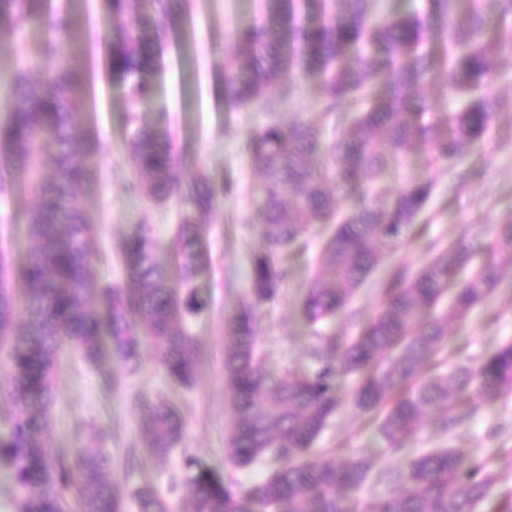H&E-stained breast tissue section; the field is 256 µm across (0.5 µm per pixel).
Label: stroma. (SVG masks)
I'll return each instance as SVG.
<instances>
[{
    "instance_id": "1",
    "label": "stroma",
    "mask_w": 512,
    "mask_h": 512,
    "mask_svg": "<svg viewBox=\"0 0 512 512\" xmlns=\"http://www.w3.org/2000/svg\"><path fill=\"white\" fill-rule=\"evenodd\" d=\"M50 10L63 19H77L83 31L76 51L89 83L87 125L105 143L106 152L96 187L82 195L79 204L96 228L92 252L97 276L122 280L127 276L120 254L122 239L140 223L153 225L159 238H168L181 204L174 197L154 204L128 190L132 174L127 152V99L123 83L112 76L107 62L108 0H51ZM262 13L263 0H188L184 21L167 34L153 98L143 107L150 116L168 113L178 145L189 147L207 175L236 184L235 194L226 197L212 217L206 238L211 265L195 281L208 307L191 325L200 350L193 384L173 383L158 355L146 346L140 349L135 370H128L111 353L93 364L69 354L62 359L58 377L59 397L50 424L56 448L62 452L79 447L102 449L112 457L110 478L122 492L143 485L169 491L173 512H191L185 488L169 489L172 480L184 478L183 455L194 457L216 473H233L242 488L263 481L270 472L265 464L230 471L232 410L224 397V318L246 301L249 260L266 247L256 226L232 221L261 198V175L244 154L242 143L267 120L264 102L238 109L225 101L224 70L231 61L235 31L258 24ZM290 82L294 93L278 113L280 124L301 119L331 131L332 121L322 111L319 78L296 70ZM422 178L435 184L429 208L420 218L427 237L445 244L468 234L481 244L474 263L492 261L503 269L488 303L450 326L463 352L449 357V365H471L504 340H512V260L495 243L497 225L512 220V110L501 112L477 149L455 165L427 167L421 152L414 150L389 169L386 182L397 189ZM14 180V193L0 198V247L7 249L18 266L30 248L26 224L34 197L23 174H16ZM324 236L321 226H312L308 252L282 254L292 273L278 298L260 312V347L268 366L281 374L310 367L308 352L317 345L319 335L352 336L360 329L348 314L311 326L299 313L311 278V261ZM429 258L420 240H406L356 290L351 311L370 316L380 284L392 267L403 265L413 271ZM139 394L164 399L184 415L182 443L167 465H157L145 453L136 468L125 465L129 446L138 439L131 401ZM473 403L475 412L448 430H440L437 417L423 420L414 443L402 453L392 452L376 426L367 424L347 405L330 419L315 446L374 457L382 469L400 468L427 448H460L485 458L489 465H501L512 456V395H477Z\"/></svg>"
}]
</instances>
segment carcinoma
Masks as SVG:
<instances>
[{"instance_id": "obj_1", "label": "carcinoma", "mask_w": 512, "mask_h": 512, "mask_svg": "<svg viewBox=\"0 0 512 512\" xmlns=\"http://www.w3.org/2000/svg\"><path fill=\"white\" fill-rule=\"evenodd\" d=\"M433 0L427 16L380 19L374 0H267L258 26L234 36L232 64L224 73V97L246 108L275 84L283 94L295 69L322 79L325 112L340 134L326 139L298 120H271L242 148L264 176L260 203L240 223L257 226L267 248L250 259L249 296L224 319V389L233 411L229 430L234 469L270 457L276 468L261 483L239 488L192 457L183 460L192 512H356L345 490L361 486L373 462L313 448L345 402L377 423L387 445L399 450L414 439L424 417L443 424L476 394H512V340L478 365L437 371L447 362L448 320L484 303L497 283V268L476 267L464 282L455 269L470 260L456 242L428 241L432 256L416 273L397 269L378 305L355 336L326 337L314 349L312 370L270 374L258 354L257 319L288 278L276 256L301 252L314 224L329 228L317 270L301 308L316 324L345 311L355 290L408 237L422 234L417 220L429 207L434 183L414 180L392 190L387 167L415 144L428 164H454L474 150L512 102L477 91L494 80L491 56L512 54V29L489 33V9L512 15V0ZM107 36L112 74L129 101L128 158L137 175L132 189L163 202L179 199L180 224L165 241L140 224L123 242L125 281L101 280L89 242L94 234L78 198L92 191L105 145L86 129L85 71L69 50L70 32L52 18L46 0H0V47L28 24L44 32L34 65L13 79L12 101L0 121V196L14 187V173L28 177L36 203L28 215L33 242L11 285L0 257V357L8 365L0 400L10 407L0 430V463L11 471L18 512H171L154 486L124 497L106 478V454L74 448L58 452L48 436L58 398L61 356L74 352L95 363L103 350L126 364L137 361L142 339L158 352L167 376L191 384L198 347L188 322L207 308L194 281L209 265L204 234L230 181L215 183L192 169L163 115L147 122L137 106L153 93V75L167 30L186 13V0H110ZM462 107L434 124L419 116L425 100L416 90L436 77ZM366 101L369 107L360 103ZM193 170L189 176L187 170ZM350 193L340 208L329 185ZM143 447L167 463L184 435V417L171 403L138 396L133 402ZM397 484L368 512H475L506 479L456 448L423 451L386 474Z\"/></svg>"}]
</instances>
